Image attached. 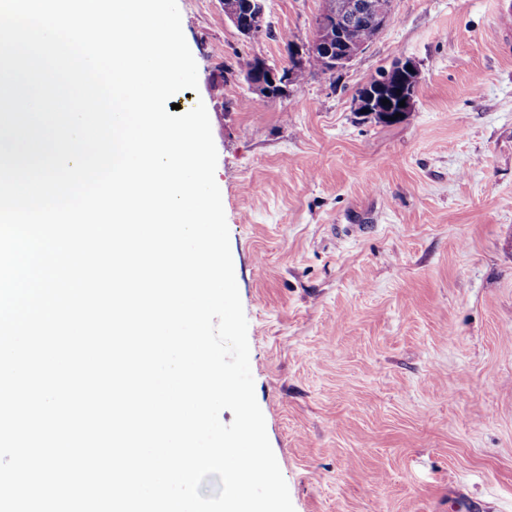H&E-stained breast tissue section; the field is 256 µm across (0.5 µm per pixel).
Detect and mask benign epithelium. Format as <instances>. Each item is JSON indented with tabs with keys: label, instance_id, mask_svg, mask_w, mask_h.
Masks as SVG:
<instances>
[{
	"label": "benign epithelium",
	"instance_id": "1",
	"mask_svg": "<svg viewBox=\"0 0 512 512\" xmlns=\"http://www.w3.org/2000/svg\"><path fill=\"white\" fill-rule=\"evenodd\" d=\"M394 0L386 5L378 0H323V9L319 22L315 24L314 37L307 44L291 42L290 53L299 66L305 63L310 53H322L331 58L332 70L345 67L357 55L363 52L368 43H343L342 49L336 51L332 47L333 34L340 33V25L347 21L359 20L373 34L378 35L388 23ZM267 12V0H244L239 4L236 0H224V16L232 25L248 38H256L259 33L249 25L250 17H263ZM261 76L248 79L251 92L263 99H269L275 94L288 92L292 71H285L279 66H272L267 61L259 62ZM397 74L403 78V85L398 93L399 100L405 101V106L383 104L388 98L389 75ZM420 83V71L415 61L398 59L385 74L370 84L359 88L354 98V111L366 118L380 116L389 121H400L414 110V99Z\"/></svg>",
	"mask_w": 512,
	"mask_h": 512
}]
</instances>
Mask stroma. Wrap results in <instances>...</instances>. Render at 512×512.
<instances>
[{"label": "stroma", "mask_w": 512, "mask_h": 512, "mask_svg": "<svg viewBox=\"0 0 512 512\" xmlns=\"http://www.w3.org/2000/svg\"><path fill=\"white\" fill-rule=\"evenodd\" d=\"M218 152L255 394L295 512H512V30L506 0H395L346 67L270 102L241 56L308 42L322 0L247 39L177 0ZM399 58L415 108L353 96ZM411 67L412 72L408 71ZM390 74H397L403 78V85L398 93L399 102L405 100V107H399L393 102L392 105H383L382 100L388 98L387 90L390 87ZM420 83V71L412 59H398L394 61L388 70H385L383 77H378L370 84L359 88L354 98V110L366 118L376 117L380 112L383 120L397 122L402 120L409 112L414 110V99ZM367 109V113H364ZM400 113L399 117L396 114Z\"/></svg>", "instance_id": "1"}]
</instances>
